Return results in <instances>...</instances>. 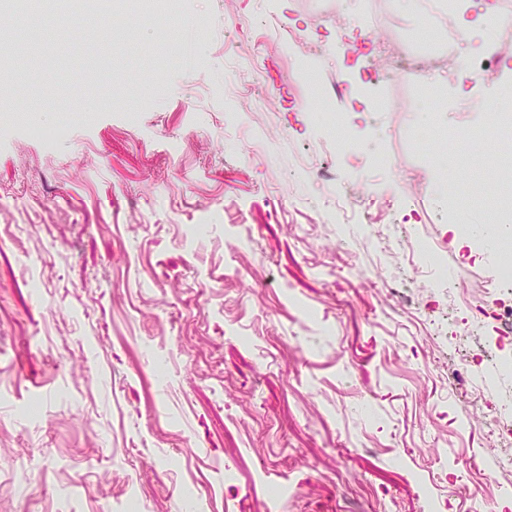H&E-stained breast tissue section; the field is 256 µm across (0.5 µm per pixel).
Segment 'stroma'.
<instances>
[{"label":"stroma","instance_id":"stroma-1","mask_svg":"<svg viewBox=\"0 0 512 512\" xmlns=\"http://www.w3.org/2000/svg\"><path fill=\"white\" fill-rule=\"evenodd\" d=\"M431 49L399 0H181L167 31L130 4L19 46L0 108V512H512L484 406L512 373L446 362L443 277L498 273L458 225L512 140L459 137L512 109V60L466 82L485 32ZM450 73L367 79L360 44ZM111 84L91 86L78 53ZM392 169L376 168L384 152ZM421 194L402 200L405 182ZM363 189L351 217L348 188ZM393 246L447 244L397 271ZM478 467L483 496L460 493Z\"/></svg>","mask_w":512,"mask_h":512}]
</instances>
